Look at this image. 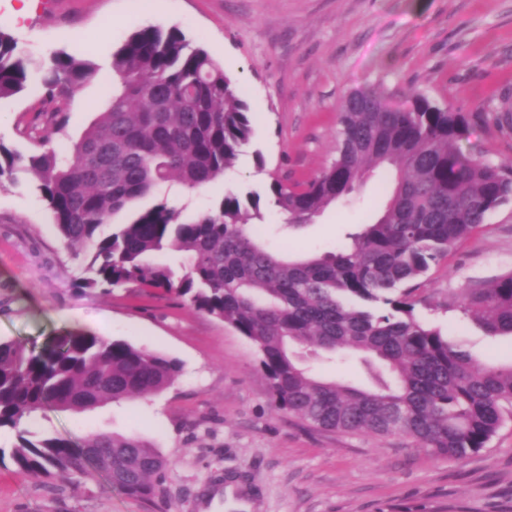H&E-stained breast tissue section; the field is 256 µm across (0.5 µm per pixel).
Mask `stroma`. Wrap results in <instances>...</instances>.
I'll return each mask as SVG.
<instances>
[{
	"mask_svg": "<svg viewBox=\"0 0 512 512\" xmlns=\"http://www.w3.org/2000/svg\"><path fill=\"white\" fill-rule=\"evenodd\" d=\"M176 26L239 86L253 131L235 163L208 188L160 200L193 215L226 191L304 181L336 156L337 112L353 88L395 100L412 91L470 118L464 151L512 163V0H0V29L36 55L90 51L98 79L63 102L54 144L78 138L103 111L116 48L137 28ZM42 107L36 86L0 102V142L21 153ZM393 188L375 170L352 202L293 229L266 213L261 240L283 255L335 250L372 222ZM85 257L66 249L34 183L0 187V340L41 347L62 328L143 344L177 360L170 388L27 423L32 437L75 432L136 435L171 459L165 492L147 503L73 473L35 482L0 465V512H512V419L488 446L449 459L394 435L307 427L276 409L252 345L223 320L175 296L132 286L78 288ZM512 272V204L492 213L419 282L416 315L463 341L481 361L512 362V338L485 335L464 313L467 288Z\"/></svg>",
	"mask_w": 512,
	"mask_h": 512,
	"instance_id": "obj_1",
	"label": "stroma"
}]
</instances>
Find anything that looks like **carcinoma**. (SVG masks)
I'll use <instances>...</instances> for the list:
<instances>
[{"mask_svg":"<svg viewBox=\"0 0 512 512\" xmlns=\"http://www.w3.org/2000/svg\"><path fill=\"white\" fill-rule=\"evenodd\" d=\"M91 60L56 51L33 58L0 30V100L39 84L49 107L26 136L30 155L0 142V185L30 176L71 252L88 257L80 287L161 289L224 320L253 346L276 408L307 426L340 433L405 435L460 459L486 447L512 415V364L473 357L415 315L411 283L428 273L491 213L512 203V165L465 153L467 113L422 93L393 103L355 88L339 108L336 157L313 178L273 180L265 194L229 191L186 218L161 201L135 208L171 181L197 192L233 166L252 134L236 83L178 27L144 26L112 54V92L65 151L59 101L94 80ZM396 172L381 215L350 246L283 259L258 242L261 203L290 226L347 199L379 167ZM124 224L106 232L114 217ZM152 254L168 261L150 262ZM462 309L488 336H512V273L461 295ZM316 358H358L373 386L325 379L300 365L290 345ZM182 372L174 359L127 340L72 329L38 349L0 340V429L14 432L10 456L35 481L52 471L96 479L152 502L171 461L136 435L31 439L24 423L49 410L157 394Z\"/></svg>","mask_w":512,"mask_h":512,"instance_id":"carcinoma-1","label":"carcinoma"}]
</instances>
